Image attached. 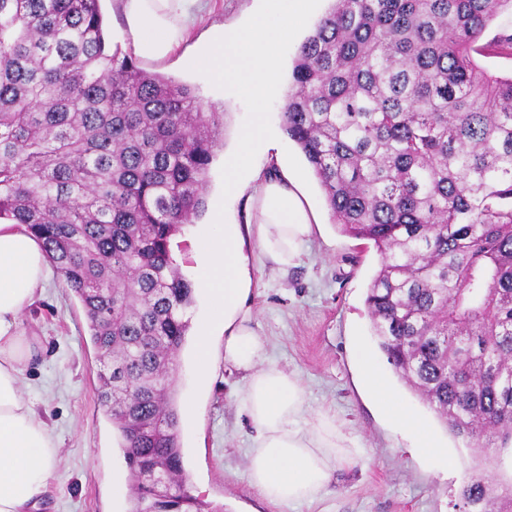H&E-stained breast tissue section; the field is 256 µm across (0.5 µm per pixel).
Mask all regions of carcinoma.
I'll list each match as a JSON object with an SVG mask.
<instances>
[{
  "instance_id": "1",
  "label": "carcinoma",
  "mask_w": 512,
  "mask_h": 512,
  "mask_svg": "<svg viewBox=\"0 0 512 512\" xmlns=\"http://www.w3.org/2000/svg\"><path fill=\"white\" fill-rule=\"evenodd\" d=\"M512 0H334L300 45L283 129L343 233L399 378L477 462L461 512L512 504V76L474 54ZM224 113L112 48L100 0H0V221L81 303L130 512H200L174 362L191 282L172 238L205 211Z\"/></svg>"
}]
</instances>
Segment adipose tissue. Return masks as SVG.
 I'll list each match as a JSON object with an SVG mask.
<instances>
[{"instance_id": "obj_1", "label": "adipose tissue", "mask_w": 512, "mask_h": 512, "mask_svg": "<svg viewBox=\"0 0 512 512\" xmlns=\"http://www.w3.org/2000/svg\"><path fill=\"white\" fill-rule=\"evenodd\" d=\"M207 0H121L136 54L161 60L173 53L196 26ZM310 0H267L266 8L242 29L218 30L192 57V66L224 79L251 96L260 108L239 135L225 161L226 192L248 193L257 212L258 242L280 268L293 265L313 232L315 217L300 177L249 176L251 160L266 153L273 132L261 105L284 93L278 79L277 48L303 25ZM196 286L209 300L195 349L199 384L211 374L210 337L224 331V361L245 374L242 410L253 435L248 482L263 498L280 505L314 500L331 483L336 464L349 447L331 416L303 421L305 392L299 380L269 362L266 346L250 325L245 306L240 246L234 225L215 222L195 245ZM47 274L41 242L13 224H0V512H24L51 476L56 445L34 403L24 395L20 363L30 349L16 334L21 313ZM364 384L381 410L414 439L423 457L446 455L424 420L403 406L385 385L367 347H358Z\"/></svg>"}]
</instances>
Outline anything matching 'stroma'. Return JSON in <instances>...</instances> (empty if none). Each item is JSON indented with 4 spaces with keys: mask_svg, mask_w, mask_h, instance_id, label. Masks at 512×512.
I'll use <instances>...</instances> for the list:
<instances>
[{
    "mask_svg": "<svg viewBox=\"0 0 512 512\" xmlns=\"http://www.w3.org/2000/svg\"><path fill=\"white\" fill-rule=\"evenodd\" d=\"M264 0H211L190 41L169 58L141 60L146 71L175 78L224 112L222 145L208 172L203 220L220 212L239 225L242 254L251 278L247 304L253 326L277 366L296 374L308 414L327 412L350 441L351 459L336 465L327 490L294 506L270 503L248 484L250 425L239 408L243 374L224 362V338L211 339L213 369L208 389L195 387L194 347L207 309L195 294L185 318L190 329L175 365L178 401L194 399L196 413L181 422L187 488L210 512H459V490L471 460L435 413L395 374L383 353L375 359L393 392L421 415L453 461L444 468L419 456L413 439L385 417L363 388L352 352L375 347L365 304L380 263L373 244L342 232L299 148L281 130L283 98L267 102L270 124L279 131L284 157L305 169V187L319 223L294 266L281 270L260 251L256 224L248 223L245 198L224 192V160L249 123L253 102L213 76L190 66L196 44L212 29L247 24ZM18 331L32 356L23 383L57 440L52 477L27 512H129L128 467L111 420L98 399L102 366L90 340L79 301L50 276L21 315Z\"/></svg>",
    "mask_w": 512,
    "mask_h": 512,
    "instance_id": "35a3bbf8",
    "label": "stroma"
}]
</instances>
